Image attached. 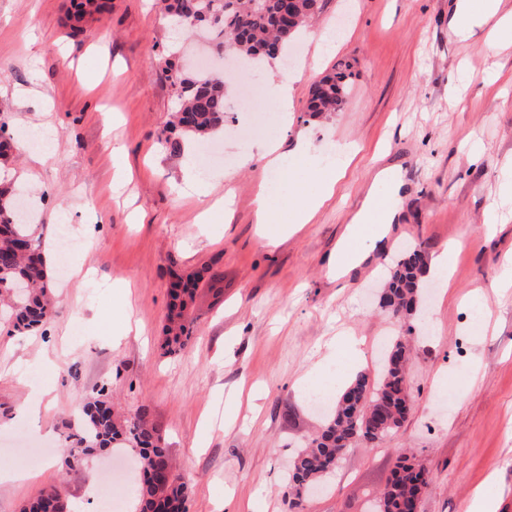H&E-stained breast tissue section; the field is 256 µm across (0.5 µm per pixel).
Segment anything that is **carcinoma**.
<instances>
[{"label":"carcinoma","mask_w":512,"mask_h":512,"mask_svg":"<svg viewBox=\"0 0 512 512\" xmlns=\"http://www.w3.org/2000/svg\"><path fill=\"white\" fill-rule=\"evenodd\" d=\"M92 6L103 13L108 3L101 0H71L73 16L82 17ZM166 16L183 31L199 26L213 31V47L226 49L253 62L274 60L283 46L293 41L305 23L320 13L323 0H296L288 27L279 22L282 0H163ZM179 109L173 115L172 136L165 139L173 156L185 154L187 144L199 142L224 128V79L219 73L201 71L193 76H176ZM349 94L348 74L340 68L316 81L310 91L306 114L318 117L340 110ZM19 194L0 187V283L19 282L21 292L0 290V315L18 333L43 328L53 319L49 268L43 258V236L31 233L17 210ZM425 254L409 252L390 270L380 306L396 317L413 316L421 295ZM207 269L194 279L174 280L169 288L164 347L169 352L184 349L191 340L187 322L189 302L195 285ZM408 346L400 336L387 346L377 380L358 373L330 408L321 429L307 447L293 458L289 468V508L300 506L303 495L326 476L335 473L345 448L356 440L383 441L405 421L410 405ZM64 440L69 453L60 466L67 470L82 456H93L114 448H131L140 458L142 476L135 491L139 512H185V485L173 474L167 449L155 427L145 416L123 418L112 408L108 388L101 387L80 406L76 419L66 424ZM428 472L404 448L396 450V465L374 512H404L420 487L427 485ZM65 494L59 485L44 488L21 507V512H63Z\"/></svg>","instance_id":"obj_1"}]
</instances>
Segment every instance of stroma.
Here are the masks:
<instances>
[{
	"mask_svg": "<svg viewBox=\"0 0 512 512\" xmlns=\"http://www.w3.org/2000/svg\"><path fill=\"white\" fill-rule=\"evenodd\" d=\"M455 0H325L290 45L293 67L232 69L260 87L264 106L226 97L219 156L195 152L211 186L184 191L181 158L164 147L178 106L172 71L199 68L206 38L173 30L158 0H112L101 17L73 24L69 0H0V124L18 134L44 123L58 134L46 163L20 151L12 173L34 195L58 299L53 321L17 334L0 321V465L39 480L0 483V512L63 483L69 512H102L95 484L113 465L135 468L133 449L106 452L62 471L60 432L81 402L108 386L116 410L145 414L159 431L186 512H369L392 477L395 451L410 448L429 473L419 512H468L480 488L512 512V28L448 34ZM350 63L341 110L306 115L312 84ZM494 66L499 80L485 78ZM292 85L279 115L269 76ZM281 143L282 175L248 154L258 139ZM311 151L298 157L296 140ZM354 148L350 161L340 149ZM401 166L405 184L373 185L377 168ZM336 167L334 195L278 245H265L254 199L267 187L281 208L319 190ZM399 200L382 248L348 274L329 266L367 191ZM78 246L63 271L57 228ZM448 251L446 278L426 274L423 324L407 328L379 306L381 285L406 253ZM81 273H74L73 264ZM190 308L192 338L163 354L173 275L201 267ZM486 323L475 326L476 313ZM135 331H127V324ZM410 333L411 408L384 442L357 441L322 491L289 510L288 464L320 429L326 409L309 395L357 371L376 374L381 337ZM365 342L363 369L328 357L341 336ZM52 387L36 420L16 421L32 376ZM453 393L452 406L438 398Z\"/></svg>",
	"mask_w": 512,
	"mask_h": 512,
	"instance_id": "1",
	"label": "stroma"
}]
</instances>
